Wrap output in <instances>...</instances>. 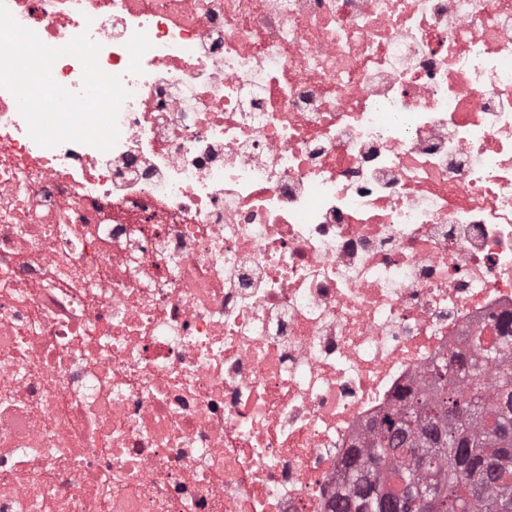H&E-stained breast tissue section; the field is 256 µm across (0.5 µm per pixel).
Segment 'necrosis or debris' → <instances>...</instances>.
<instances>
[{
  "mask_svg": "<svg viewBox=\"0 0 512 512\" xmlns=\"http://www.w3.org/2000/svg\"><path fill=\"white\" fill-rule=\"evenodd\" d=\"M101 44L103 152L0 89V512H330L512 318V0H5Z\"/></svg>",
  "mask_w": 512,
  "mask_h": 512,
  "instance_id": "1",
  "label": "necrosis or debris"
}]
</instances>
